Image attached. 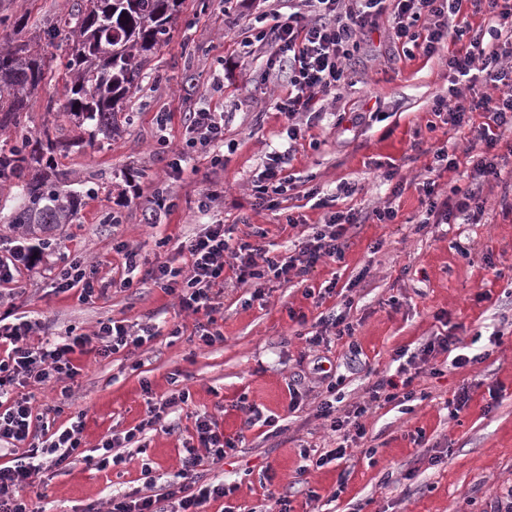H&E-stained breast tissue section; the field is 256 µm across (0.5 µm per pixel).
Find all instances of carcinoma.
<instances>
[{
  "mask_svg": "<svg viewBox=\"0 0 512 512\" xmlns=\"http://www.w3.org/2000/svg\"><path fill=\"white\" fill-rule=\"evenodd\" d=\"M183 0H75L70 12L45 30L46 47L64 36L68 60L66 99L48 100L45 111L63 110L78 126L91 127L95 138L108 139L119 129L126 97L140 86L158 46L173 30ZM54 56L45 47L10 43L0 47V131L22 127L33 96L46 79ZM65 144L46 126L22 134L0 149V184L17 190L20 203L8 218V229L51 237L78 215L83 194L67 188L69 174L55 164Z\"/></svg>",
  "mask_w": 512,
  "mask_h": 512,
  "instance_id": "1",
  "label": "carcinoma"
}]
</instances>
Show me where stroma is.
<instances>
[{
  "label": "stroma",
  "mask_w": 512,
  "mask_h": 512,
  "mask_svg": "<svg viewBox=\"0 0 512 512\" xmlns=\"http://www.w3.org/2000/svg\"><path fill=\"white\" fill-rule=\"evenodd\" d=\"M72 3L0 0V38H40ZM276 13L288 16V0H184L170 39L126 102L119 131L94 148L87 144L89 127L45 110L47 100H65L66 52L55 50L22 130L55 127L67 145L56 161L71 173L73 189L83 192V205L77 220L57 231L53 246L19 271L15 310L37 321V340L71 327L87 333L109 317L131 324L151 320L162 334L132 354L105 360L76 355L81 373L68 396L52 383L24 392L36 410L59 407L55 425L82 420L87 452L144 418L143 383L158 396L189 390L192 410L215 415L225 435L240 439L236 454L202 460L197 468L198 482L236 485L229 499L235 506L261 504L271 490L288 495L293 512H490L512 489V215L502 214L512 203V156L500 179L481 187L480 223L420 225V188L434 150L464 152L471 133L434 125L432 102L448 93V69L437 58L406 56L384 21L362 41L344 81L323 100L320 120L298 141L286 170L293 190L274 208L254 207L253 184L263 162L287 146L285 119L274 100L288 85V71L269 68L271 48L256 39L260 22ZM200 111L223 113L224 143L179 158L188 115ZM162 137L168 147L159 146ZM216 154L223 158L217 167L211 163ZM380 161L395 164L394 180L377 169ZM345 183L355 185L352 196L341 192ZM398 184L403 191L397 195ZM312 191L321 206L309 201ZM211 192L217 199L206 218L223 220L237 237L249 228L263 231L265 243L280 254L333 212L351 208L367 220L349 227L343 263L317 265L306 284L275 286L266 304L252 301V285L225 289L224 309L216 316L224 340L205 347L193 335L195 316L180 312L161 288L140 280L121 287L126 271L116 245L139 247L149 266L181 265L178 247L201 230L197 201ZM388 203L397 211L393 223L369 220V212ZM114 214L120 223H111ZM290 214L304 216V223L287 226ZM76 256L97 267L104 292L95 302L81 303L76 292L51 286L57 269ZM333 279L349 290L355 335L312 347L288 311H303L315 323L338 299H307L303 290ZM393 299L398 308L390 307ZM440 313L459 325L482 361L446 369L435 358L442 372L415 379L419 399L404 408L390 403L370 410L363 446L352 449L349 460L304 469L301 448L323 452L335 447L336 437L328 421L316 418V400L289 410L290 389L313 385L324 368L341 377L346 403L366 400L378 377L395 375L398 349L416 350L440 331ZM176 325L183 331L177 338L169 334ZM496 330L503 334L498 345L488 340ZM464 387L468 406L450 418L447 402ZM492 387L499 391L494 399ZM242 395L263 415L278 417L276 432L246 427L234 407ZM168 419L177 429L147 432L145 452L133 455L121 472L80 462L47 470L35 507L107 512L115 496L165 493L194 425L193 418L173 413ZM368 448L374 456H365ZM340 484L344 493L331 500Z\"/></svg>",
  "instance_id": "obj_1"
}]
</instances>
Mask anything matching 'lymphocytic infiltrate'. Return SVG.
<instances>
[{
  "label": "lymphocytic infiltrate",
  "instance_id": "obj_1",
  "mask_svg": "<svg viewBox=\"0 0 512 512\" xmlns=\"http://www.w3.org/2000/svg\"><path fill=\"white\" fill-rule=\"evenodd\" d=\"M462 2L302 0L301 8L257 35L258 40L271 45L273 62L288 70L287 93L277 98L274 108L284 116L286 134L292 142L302 139L305 126L319 118L320 101L335 90L361 37L378 28L381 16H388L398 42L412 45L427 58L446 59L450 87L447 95L434 100V116L456 128L468 126L477 112L483 114L484 121L465 150L471 185L442 195L435 189V180L424 183L422 221L426 224H447L457 218L479 223L484 214L480 186L501 175L499 146L512 152V143L504 141L506 132H512V0H470L474 12L490 16L491 24L486 28L472 26L462 11ZM479 80L490 85V92L474 93L473 86ZM223 141V115L190 113L183 153L207 151ZM293 158L290 151L267 156L253 189L256 206L274 207L288 192L291 179L283 171ZM358 221L355 212H334L293 254L282 256L245 236L229 241L222 222L215 220L181 242L179 252L185 258L184 265L159 262L148 269L147 276L177 300L181 311L203 315L195 334L204 345L212 346L224 340L215 315L224 308L225 288L254 284L253 297L260 300L265 295L264 285L304 277L321 262H342L347 228ZM53 285L62 293L77 291L83 302L102 293L95 267L77 258L55 273ZM33 327L24 315L0 322V452L14 457L13 464L0 465V512H31L27 495L37 488L47 466H66L79 459L100 468L124 464V447L138 442L164 414L177 411L191 398L189 390L182 389L165 399L148 402L146 415L138 425L101 442L100 456H79L82 421L50 430L43 414L35 412L29 397L21 394V387L75 379L80 373L75 353L107 359L123 350L133 352L155 340L159 328L149 322L129 326L110 317L99 321L93 334L70 330L63 341L34 343L29 339ZM464 347L463 339L450 331L434 334L417 351H397L401 360L398 379H377L368 390V401L363 403L338 407L331 398L336 385L328 383L327 396L318 404L317 415L329 420L341 440L336 448L313 459V467L319 469L346 459L349 445L366 436L363 418L371 404L414 400L413 381L437 355H451L456 368L471 364ZM237 448L236 439L225 436L212 415H195L192 438L183 444L180 475L193 478L203 457L217 462ZM234 492V487L221 482L199 486L191 494L172 485L158 496L113 503L110 512H205L207 504Z\"/></svg>",
  "mask_w": 512,
  "mask_h": 512
}]
</instances>
